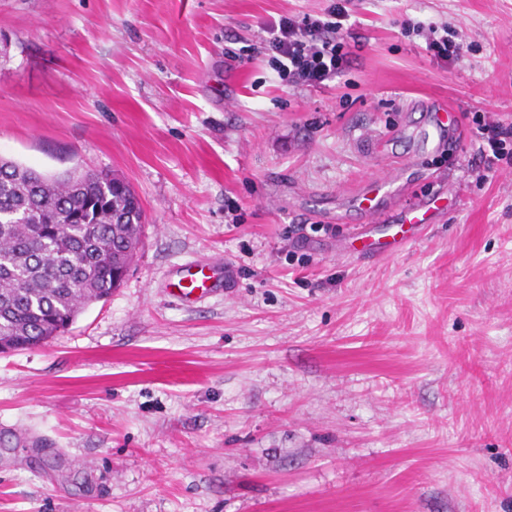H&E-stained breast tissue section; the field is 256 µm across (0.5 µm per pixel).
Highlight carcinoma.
<instances>
[{"instance_id": "cac0c4a2", "label": "carcinoma", "mask_w": 512, "mask_h": 512, "mask_svg": "<svg viewBox=\"0 0 512 512\" xmlns=\"http://www.w3.org/2000/svg\"><path fill=\"white\" fill-rule=\"evenodd\" d=\"M143 208L108 170L51 177L0 160V346L36 347L125 278Z\"/></svg>"}]
</instances>
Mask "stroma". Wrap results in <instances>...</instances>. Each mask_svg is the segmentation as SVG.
I'll use <instances>...</instances> for the list:
<instances>
[{"mask_svg":"<svg viewBox=\"0 0 512 512\" xmlns=\"http://www.w3.org/2000/svg\"><path fill=\"white\" fill-rule=\"evenodd\" d=\"M333 2L0 0V157L146 216L109 298L0 353V512H512V167L471 133L512 123V0H354L348 66L288 86L260 22ZM391 173L389 219L433 210L371 259L353 202ZM207 257L223 294L168 298ZM439 29L443 31L444 34L440 35ZM428 30L430 36L427 41V50L432 53L436 60L448 62V60L456 59L461 55L463 45L452 39L456 37L455 32L450 35L448 33V26L443 25L439 28L429 24ZM448 35H450V38Z\"/></svg>","mask_w":512,"mask_h":512,"instance_id":"stroma-1","label":"stroma"}]
</instances>
